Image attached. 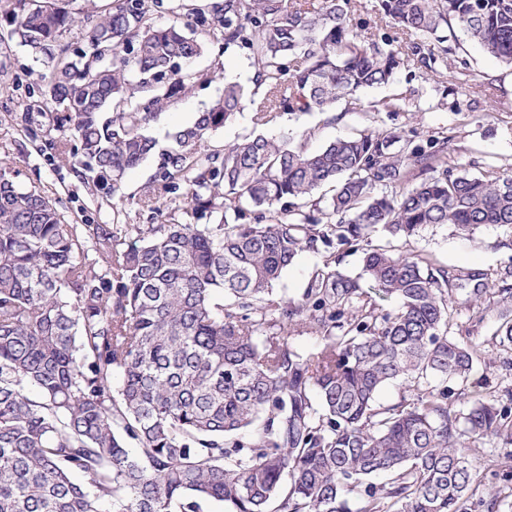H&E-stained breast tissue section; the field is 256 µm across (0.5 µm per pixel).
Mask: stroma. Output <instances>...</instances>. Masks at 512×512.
Instances as JSON below:
<instances>
[{"label": "stroma", "instance_id": "obj_1", "mask_svg": "<svg viewBox=\"0 0 512 512\" xmlns=\"http://www.w3.org/2000/svg\"><path fill=\"white\" fill-rule=\"evenodd\" d=\"M193 69L214 72L213 81L195 86L185 97L172 104L150 126L149 133L165 141L173 128L192 123L198 112L208 108L221 95L225 81L250 86L254 69L244 50L224 49L217 43L206 44L192 63ZM45 62L33 58L27 49L10 38L0 39V158H7L18 171V181L56 198L65 220L71 224H108L113 208H122L132 224H163L167 215L143 208L140 198L144 187L157 172L158 159L150 157L131 170L111 203L98 202L88 194L79 176L62 161H50L35 149L19 123L28 99L24 87L47 72ZM479 84L467 112H451L450 104L460 83ZM406 94L401 111L373 112L375 101ZM335 122H326L319 112L282 114L273 121L257 125L251 110L239 119L213 132V149L238 138L261 134L277 140L303 142L309 151H317L329 142L345 138L363 129L401 128L407 135L425 139L441 133L449 136L448 163L472 174L512 167V67L486 54L478 45L461 40L455 55L449 56L440 74L417 68L401 70L395 83L358 93L355 101L337 107ZM373 244L384 245L396 253H416L432 264L454 273L470 269L495 272L512 267V229L484 225L471 234L461 235L448 224H433L419 236L403 241L383 232L371 235ZM322 255L303 252L283 271L275 288L288 298L301 299L310 279L321 268ZM463 291H453L451 336L465 344L478 345L482 357L468 380L448 381V402L454 411L467 407L469 396L480 392L496 400L498 406L512 410V349L500 347L494 338L502 322L506 301L493 297L482 310L463 305ZM477 467V481L463 501L464 512H485L486 503L496 500L497 512H512V443L487 437L473 443L468 451Z\"/></svg>", "mask_w": 512, "mask_h": 512}]
</instances>
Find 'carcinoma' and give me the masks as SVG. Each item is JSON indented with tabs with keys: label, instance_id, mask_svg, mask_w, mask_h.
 <instances>
[{
	"label": "carcinoma",
	"instance_id": "obj_1",
	"mask_svg": "<svg viewBox=\"0 0 512 512\" xmlns=\"http://www.w3.org/2000/svg\"><path fill=\"white\" fill-rule=\"evenodd\" d=\"M379 7L369 27L350 0H215L182 3L158 25L146 0L82 16L65 0H0L10 38L53 64L27 86L37 111L21 116L42 131L38 150L108 199L158 155L142 203L171 219L69 224L0 165V512H201L204 501L351 512L352 495L357 512H463L469 440L512 442V415L479 394L461 415L448 405L443 383L468 379L481 358L448 335V286L472 308L512 299V269L451 274L371 246L358 278L328 258L298 301L274 284L299 253L366 242L378 226L405 240L429 224L512 227V175L460 174L448 137L398 130L317 152L252 135L210 150L209 135L243 111L237 82L169 131L168 148L146 135L212 81L189 67L206 39L246 50L263 124L287 112L334 121L337 102L405 66L438 73L456 26L512 65V0ZM47 98L57 111H42ZM292 325L321 342L296 351ZM398 380L413 401L378 407Z\"/></svg>",
	"mask_w": 512,
	"mask_h": 512
}]
</instances>
